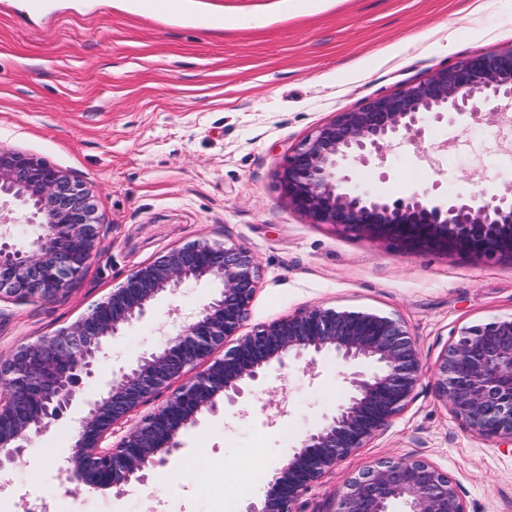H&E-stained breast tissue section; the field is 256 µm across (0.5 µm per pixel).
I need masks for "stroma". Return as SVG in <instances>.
Returning <instances> with one entry per match:
<instances>
[{"label": "stroma", "instance_id": "obj_1", "mask_svg": "<svg viewBox=\"0 0 512 512\" xmlns=\"http://www.w3.org/2000/svg\"><path fill=\"white\" fill-rule=\"evenodd\" d=\"M0 0V148L79 180L101 218L98 256L49 301L0 302V362L74 323L140 265L191 242L253 253L259 289L243 332L311 305L405 323L425 373L388 428L314 484L304 512H334L347 480L379 459L418 456L448 472L467 512H512V446L470 431L435 391L431 370L457 331L512 315V262L402 249L311 224L289 209L278 172L336 113L392 93L476 52L512 45V0ZM353 186L390 199L448 198L512 184V123L449 114L421 145L347 162ZM191 283L113 340L87 392L159 348L214 293ZM335 355L273 373L260 393L186 433L143 486L76 488L59 461L77 440L73 414L35 436L0 479V512H245L297 440L345 394ZM221 498L204 497L213 477Z\"/></svg>", "mask_w": 512, "mask_h": 512}]
</instances>
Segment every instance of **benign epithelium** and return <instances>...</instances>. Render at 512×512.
Here are the masks:
<instances>
[{
	"mask_svg": "<svg viewBox=\"0 0 512 512\" xmlns=\"http://www.w3.org/2000/svg\"><path fill=\"white\" fill-rule=\"evenodd\" d=\"M512 108V45L480 52L368 98L317 127L289 155L280 173L288 205L311 224L393 243L456 251L487 262L512 261V186L469 197L428 193L390 200L350 186L348 160L382 159L418 142L428 118ZM40 219L27 246L10 243L8 203ZM97 206L68 173L20 151L0 149V298L49 301L97 257ZM219 283L210 302L183 318L158 350L112 373L86 397L74 452L61 469L79 485L121 489L143 484L183 447L181 436L227 405L266 386L290 362L332 352L353 366L347 395L323 424L300 440L265 495L245 512H303L307 491L349 455L384 431L411 403L423 375L416 342L400 320L372 312L308 306L240 334L260 274L241 245L197 242L175 247L138 267L105 300L72 325L20 346L0 364V474L26 450L31 434L71 410L84 380L106 357L112 339L142 321L157 297L187 281ZM233 346H228L229 342ZM436 391L471 431L512 443V316L460 329L433 369ZM164 403L131 427L147 402ZM126 429L112 443L115 429ZM467 512L452 478L419 457L380 459L352 476L334 512Z\"/></svg>",
	"mask_w": 512,
	"mask_h": 512,
	"instance_id": "7a95c632",
	"label": "benign epithelium"
}]
</instances>
